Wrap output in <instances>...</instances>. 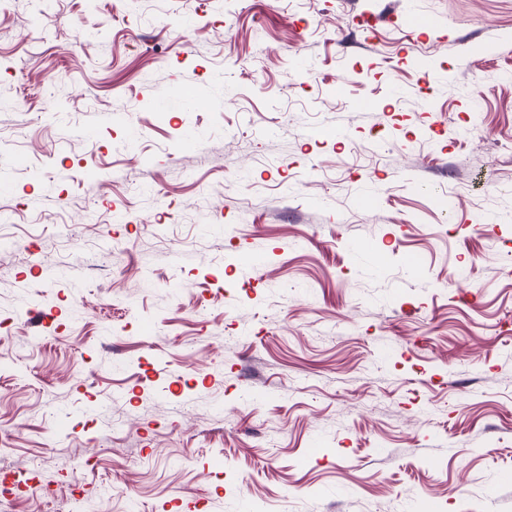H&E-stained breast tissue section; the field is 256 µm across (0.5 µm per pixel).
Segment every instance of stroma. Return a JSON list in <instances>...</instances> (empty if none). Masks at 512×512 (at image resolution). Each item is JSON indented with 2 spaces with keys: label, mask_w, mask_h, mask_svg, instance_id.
Listing matches in <instances>:
<instances>
[{
  "label": "stroma",
  "mask_w": 512,
  "mask_h": 512,
  "mask_svg": "<svg viewBox=\"0 0 512 512\" xmlns=\"http://www.w3.org/2000/svg\"><path fill=\"white\" fill-rule=\"evenodd\" d=\"M0 97V512H512V0H0ZM394 22L408 33V37L414 36L417 40L425 41L427 40V32L435 30L437 26L432 18L413 12L402 14L399 18H395Z\"/></svg>",
  "instance_id": "1"
}]
</instances>
